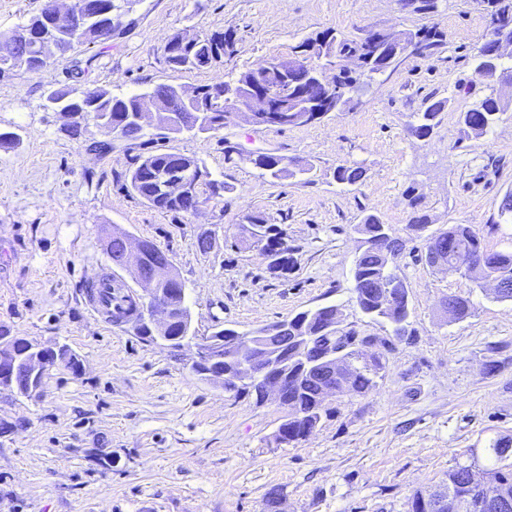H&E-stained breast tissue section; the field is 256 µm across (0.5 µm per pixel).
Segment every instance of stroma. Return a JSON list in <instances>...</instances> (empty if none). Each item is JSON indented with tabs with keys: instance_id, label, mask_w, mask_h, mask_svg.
<instances>
[{
	"instance_id": "obj_1",
	"label": "stroma",
	"mask_w": 512,
	"mask_h": 512,
	"mask_svg": "<svg viewBox=\"0 0 512 512\" xmlns=\"http://www.w3.org/2000/svg\"><path fill=\"white\" fill-rule=\"evenodd\" d=\"M131 18L111 47L89 48L98 57L91 82L117 95L219 83L328 28L359 40L434 26L446 42L371 81L354 111L312 124L259 129L238 119L198 136L148 129L152 147L193 156L227 183L191 214L154 208L127 188L139 142L113 138L101 156L88 149L100 138L94 121L80 138L61 132L43 94L67 83L64 63L0 79V131L20 136L0 148V326L67 345L80 363L49 370L39 397L0 392V512H267L274 488L281 512H407L414 492L470 463L471 449L512 437V302L428 265L408 228L424 215L431 230L467 224L487 249H512V223L499 216L512 191V110L481 138L460 133L461 112L487 93L472 58L490 24L484 0H438L429 15L397 0H140ZM214 30L234 33L233 54L205 70L167 65L168 38ZM430 97L446 105L422 139L409 124ZM267 152L311 161L310 181L261 176L254 159ZM345 162L364 168L357 185L336 182ZM250 214L286 231L295 258L287 274L239 243ZM367 214L403 242L395 265L412 316L401 339L356 302L354 226ZM116 226L131 244L150 240L167 253L198 336L333 304L346 328L391 341L376 387L332 399L334 414L299 443H272L277 402L201 380L195 345L173 353L92 313L80 284L112 271L105 242ZM206 229L217 241L204 253L196 239ZM451 294L470 297V316L449 319Z\"/></svg>"
}]
</instances>
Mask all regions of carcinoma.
Listing matches in <instances>:
<instances>
[{"instance_id": "1", "label": "carcinoma", "mask_w": 512, "mask_h": 512, "mask_svg": "<svg viewBox=\"0 0 512 512\" xmlns=\"http://www.w3.org/2000/svg\"><path fill=\"white\" fill-rule=\"evenodd\" d=\"M84 1L89 9L96 11L108 6L117 10V16L123 17L133 11L139 0H123L125 7L114 4V0H55L56 8L70 11L74 5ZM491 8V18L497 21L512 23V0H487ZM24 27L34 30L57 43L56 55L65 62L68 79L72 84H65L44 94L45 108L53 112L59 107H70L77 98L83 99L81 106L74 109L71 119L66 121L61 131L71 138H79L82 134V122L92 119L99 127L103 139L93 142L91 150L101 155L112 151V135L119 133L129 140L144 136V132L135 123L133 117L145 107L156 113L159 127L168 128V124L176 125V131L187 129L193 133H208L215 126H224L225 112L212 111L209 102L218 87L226 88L247 81L252 77L251 71H244L230 80L219 84L201 85L197 87L196 105L184 103L180 95L182 86L159 84L149 95L151 100L145 102L141 94L118 96L104 87L91 86L88 78L95 67L96 56L83 54V47L112 41L110 36H100L95 31L83 27L57 34L53 32L41 13L30 17ZM417 44L423 54L430 56L442 45L437 31L431 27L419 28L415 32ZM380 37V32L370 34L363 40H353L344 37L336 30L328 28L314 38L302 40L294 47V53L304 54L312 63H317L329 52L358 53L364 57L360 71L352 72L344 69L333 76L336 111L352 110L351 99L357 92L361 77L374 79L393 71L400 64L389 55L379 50L380 44L374 39ZM183 35L176 34L168 39L172 47L166 52V62L174 70H200L221 61L224 57V46H234L233 32H213L205 34L199 40L181 44ZM490 52V47L482 44L475 49L474 71L490 94L465 112L460 113L459 123L462 132L467 137L480 138L485 135L499 120V115L512 107L508 102L496 95L495 86L502 79L512 80V75L502 77L493 71H483L482 56ZM48 60L37 56L36 47L28 42L16 48L13 61L0 60V75L16 68H23L30 73L41 71ZM288 87L292 91L293 101L298 103H313L323 94L321 84L312 82L306 73L288 74ZM444 110V102L428 99L423 111L416 113L415 121L410 123L412 133L419 137L429 136L439 123V116ZM283 157L275 155L259 156L254 164L264 171L271 180L283 177L293 178L308 175L313 165L296 159L288 160L283 166ZM197 163L198 159L176 152H158L141 155L135 158L134 166L129 171V186L133 193L145 200L151 206L175 213H192L198 207L206 204L212 198L230 189V186L215 179L201 184L191 200L163 199L156 196L154 178L160 171H169L184 165L185 162ZM365 171L360 166L344 163L336 167L335 178L340 184L354 185L361 181ZM386 228L380 218L374 214L362 217L355 231L360 235L359 252L354 261L353 281L357 305L361 312L372 320L383 322L393 327L397 337L406 335L408 320L411 316L408 298L403 296L394 308L389 311H374V288L386 280V272L381 264L380 256L375 248V240L380 230ZM242 239H250L260 245L270 258L269 268L273 271L286 272L293 265L292 249L285 240V232L276 224H271L262 215H249L245 224L241 225ZM127 233L121 228L112 227V234L106 243V253L116 259L122 256ZM435 246L448 255V261L459 263L470 255L479 252L485 258V266L481 271L469 274L475 287L483 286V280L493 275L505 278L512 284V250L489 251L481 243L478 235L466 224H451L448 229L439 232ZM162 250L153 242H141V250L136 256V264L144 274H150L156 267L158 254ZM160 287L165 289V300L171 308L172 315L177 318L169 328V334L179 335L182 332L184 317H191V311L186 302L185 283L182 282L169 263L165 267ZM112 318L119 321L138 310L140 300L127 296L123 289L113 290ZM326 313H317L311 309L303 311L288 320V324L301 329V333L309 336L313 344L312 353L317 356L336 350V337L328 336L320 329L324 327L323 317ZM277 324L263 327L267 332V344L272 351L280 352L277 362L288 370L289 389L280 406L287 410L295 409L282 416L279 429L288 432V442H298L306 438L313 429L324 419L333 414V409L322 399V387L327 385L324 377L315 368H308L293 356L283 352L282 339L274 333ZM250 354V348L244 344L235 349L224 350V355L214 361L210 367L193 368V372L202 380L207 379L203 371L211 368L224 373V388L235 392V395H253L256 402H264V396L250 382H243L238 377L237 366L241 365ZM345 359L350 363L348 374L341 380L344 395L360 396L375 387V378L384 368L383 355L377 354L370 362H359L360 353L350 347L343 351ZM485 464H459L448 471V478L437 488L425 492H417L408 499V512H426L430 501L434 498L448 500L447 512H474L473 502L479 497L481 482L491 480L508 496L512 497V438H498L489 447L483 449Z\"/></svg>"}]
</instances>
